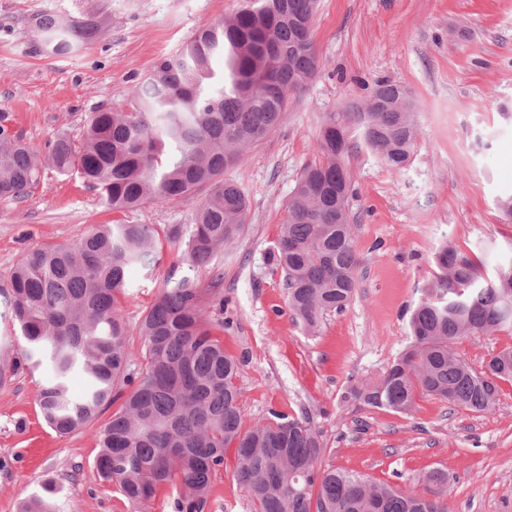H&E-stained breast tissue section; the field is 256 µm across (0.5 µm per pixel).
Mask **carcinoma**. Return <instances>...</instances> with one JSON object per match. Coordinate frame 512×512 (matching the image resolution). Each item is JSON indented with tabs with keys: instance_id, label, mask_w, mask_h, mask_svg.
<instances>
[{
	"instance_id": "carcinoma-1",
	"label": "carcinoma",
	"mask_w": 512,
	"mask_h": 512,
	"mask_svg": "<svg viewBox=\"0 0 512 512\" xmlns=\"http://www.w3.org/2000/svg\"><path fill=\"white\" fill-rule=\"evenodd\" d=\"M317 7L318 0H243L234 15L160 58L134 90L132 111L90 113L78 147L60 136L46 154L33 151L0 113V199L24 197L48 167L77 171L119 212L207 189L187 224H101L76 242L26 252L9 276L24 360L47 373L39 395L44 420L68 435L120 402L97 434L95 463L100 478L131 501L171 487L174 512H203L224 451L234 448L253 512H448L443 470L426 473L419 493L324 468L327 448L308 416L271 410L247 426L238 404L240 363L221 336L224 274L216 258L245 232L249 199L224 172L275 131L290 96L316 75ZM35 27L57 55L99 33L93 20L52 14L37 17ZM217 58L224 60L221 74L212 68ZM370 102L325 113L319 157L304 168L280 225L276 261L288 311L308 333L346 309L357 288L353 185L337 180L345 154L336 151V133L348 138L360 130L394 170L415 142L408 90L382 79ZM161 237L180 250V273L169 276L142 316L135 371L120 304L129 272L155 264ZM436 265L412 311L409 345L379 379L351 391L361 405L408 414L422 394L486 412L500 383L512 384V347L478 368L456 350L472 336L512 332V254L488 275L446 244ZM208 270L205 281L200 274ZM77 375L84 387L75 396ZM55 493L45 487L20 512H57Z\"/></svg>"
}]
</instances>
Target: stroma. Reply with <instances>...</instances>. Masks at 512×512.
Returning a JSON list of instances; mask_svg holds the SVG:
<instances>
[{"mask_svg": "<svg viewBox=\"0 0 512 512\" xmlns=\"http://www.w3.org/2000/svg\"><path fill=\"white\" fill-rule=\"evenodd\" d=\"M242 0H0V113L34 150L59 135L81 142L89 113L132 109V91L155 62ZM39 14L97 21L98 37L66 55L43 51ZM317 76L291 96L279 126L228 169L250 200L242 237L217 262L224 272V346L241 360L236 380L246 421L269 410L308 415L327 447L326 464L402 489L426 471L448 474L449 512H512V384L495 407L473 412L417 397L411 414L369 409L350 396L379 378L410 340L409 318L434 278V257L452 243L493 267L512 249V223L497 200L512 191V0H320L313 21ZM407 87L418 134L402 170L390 169L353 133L346 155L349 208L359 259L349 307L326 315L316 336L292 320L272 260L296 182L318 158L322 117L362 104L374 83ZM198 204L148 202L107 210L77 172L46 169L20 200L0 199V290L29 250L72 243L98 224H184ZM178 259L161 244L156 264L131 274L122 313L135 328ZM19 330L0 293V512L51 484L58 512H173V495L134 502L102 481L96 433L110 415L61 436L45 423V374L21 365ZM224 453L205 512H251Z\"/></svg>", "mask_w": 512, "mask_h": 512, "instance_id": "obj_1", "label": "stroma"}]
</instances>
